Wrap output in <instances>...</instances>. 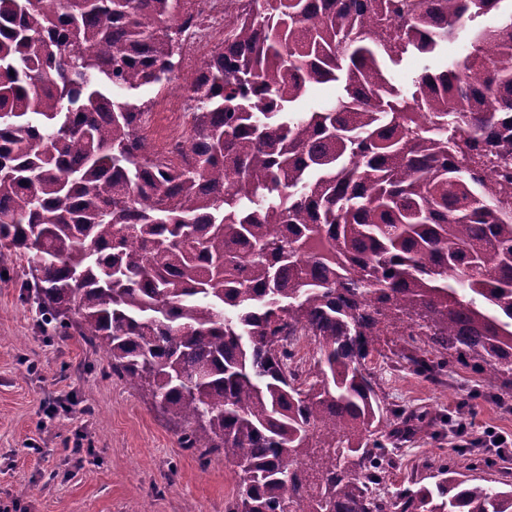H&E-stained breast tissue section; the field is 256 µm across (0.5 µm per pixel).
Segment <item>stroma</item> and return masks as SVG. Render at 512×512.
<instances>
[{
	"instance_id": "obj_1",
	"label": "stroma",
	"mask_w": 512,
	"mask_h": 512,
	"mask_svg": "<svg viewBox=\"0 0 512 512\" xmlns=\"http://www.w3.org/2000/svg\"><path fill=\"white\" fill-rule=\"evenodd\" d=\"M26 257L0 252V512H229L238 475L221 455L200 457L183 427L142 390L111 374L81 336L46 330L22 301ZM399 337L381 339L376 371L387 403L430 416L468 402L470 438L512 435V397L494 399L476 374L454 367L433 383L394 364ZM398 452L392 480L456 447L450 427Z\"/></svg>"
}]
</instances>
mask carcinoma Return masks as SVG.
Returning <instances> with one entry per match:
<instances>
[{
	"instance_id": "1",
	"label": "carcinoma",
	"mask_w": 512,
	"mask_h": 512,
	"mask_svg": "<svg viewBox=\"0 0 512 512\" xmlns=\"http://www.w3.org/2000/svg\"><path fill=\"white\" fill-rule=\"evenodd\" d=\"M500 2L238 0L163 157L137 93L175 79L193 0H0V249L184 447L224 451L233 512H512L463 403L469 473L443 457L380 491L435 420L368 367L390 327L416 374L512 393V15L436 64ZM410 51L429 64L404 92L386 64ZM511 1H503L500 4V9L497 12L480 17L472 23H468L465 29L459 32L456 39L448 41L447 46H444L440 56L441 61H443L445 64H451L452 62L458 60L462 56V45L466 39L467 34L473 28L492 26L499 20L500 17L508 16L512 8ZM341 89L342 87L339 82L323 85H313L308 88L306 94L303 96V99L306 104L310 105L325 103L339 95Z\"/></svg>"
}]
</instances>
